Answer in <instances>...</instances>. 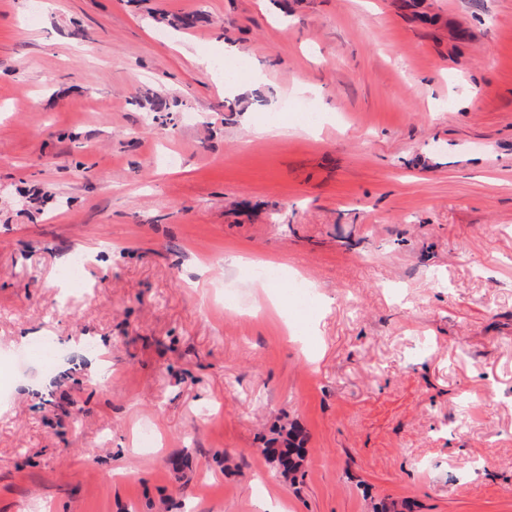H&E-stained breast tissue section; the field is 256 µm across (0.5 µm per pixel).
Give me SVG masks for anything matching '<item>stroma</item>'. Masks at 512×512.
<instances>
[{"instance_id":"35a3bbf8","label":"stroma","mask_w":512,"mask_h":512,"mask_svg":"<svg viewBox=\"0 0 512 512\" xmlns=\"http://www.w3.org/2000/svg\"><path fill=\"white\" fill-rule=\"evenodd\" d=\"M0 384V512H512V0H0ZM276 434L278 437L271 439L270 443L279 444V448L268 446L261 448V452L271 464L276 476L296 484L299 478L302 479L305 475L304 434L295 424L280 427Z\"/></svg>"}]
</instances>
